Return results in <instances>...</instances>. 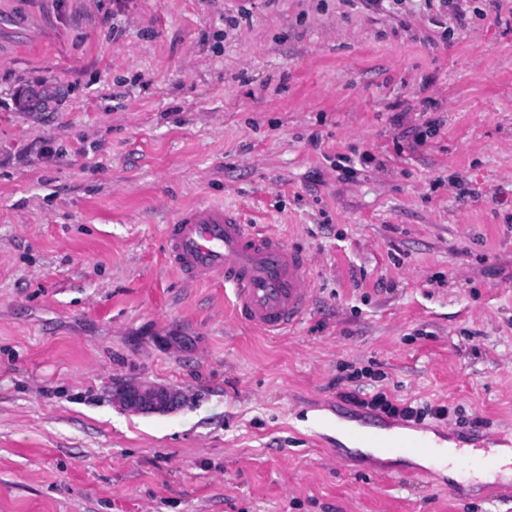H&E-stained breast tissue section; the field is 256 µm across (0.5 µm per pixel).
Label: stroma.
Listing matches in <instances>:
<instances>
[{"label":"stroma","mask_w":512,"mask_h":512,"mask_svg":"<svg viewBox=\"0 0 512 512\" xmlns=\"http://www.w3.org/2000/svg\"><path fill=\"white\" fill-rule=\"evenodd\" d=\"M456 2L0 0V512H512L336 435L512 448V0ZM201 202L310 259L288 334L166 266ZM113 397L121 408L141 414L171 413L182 399L178 390L146 381L120 386ZM364 396L366 397H360L357 393L350 391L340 392L339 394L343 401L354 407L379 411L388 417L400 418L404 421H420L426 415L435 419H443L448 415V407L445 405H413L412 402L392 400L384 391H377Z\"/></svg>","instance_id":"1"}]
</instances>
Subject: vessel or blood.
Segmentation results:
<instances>
[{"mask_svg": "<svg viewBox=\"0 0 512 512\" xmlns=\"http://www.w3.org/2000/svg\"><path fill=\"white\" fill-rule=\"evenodd\" d=\"M164 237L166 265L195 282L223 278L235 316L250 328L280 336L305 314L312 292L308 262L280 237L257 234L237 215L210 203L184 211L166 225ZM348 438L386 456L442 454L441 448L416 435H381L359 427L351 429Z\"/></svg>", "mask_w": 512, "mask_h": 512, "instance_id": "b4317fda", "label": "vessel or blood"}]
</instances>
